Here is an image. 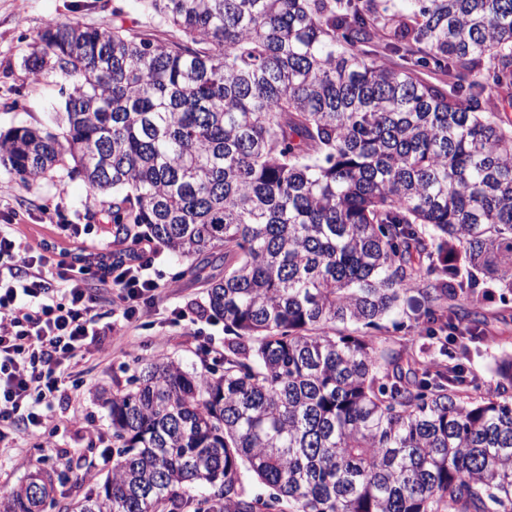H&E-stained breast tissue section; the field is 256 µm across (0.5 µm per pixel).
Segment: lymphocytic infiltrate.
Masks as SVG:
<instances>
[{"mask_svg":"<svg viewBox=\"0 0 512 512\" xmlns=\"http://www.w3.org/2000/svg\"><path fill=\"white\" fill-rule=\"evenodd\" d=\"M116 289L117 323L137 321L141 304L159 294L148 264L135 259L100 273L75 270L55 256L34 254L25 237L0 233V439L18 418L43 420L36 404L70 382L64 365L99 334L92 283Z\"/></svg>","mask_w":512,"mask_h":512,"instance_id":"obj_1","label":"lymphocytic infiltrate"}]
</instances>
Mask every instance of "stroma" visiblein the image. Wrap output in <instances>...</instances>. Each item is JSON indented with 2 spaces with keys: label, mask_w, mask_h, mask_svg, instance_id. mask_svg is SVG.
<instances>
[{
  "label": "stroma",
  "mask_w": 512,
  "mask_h": 512,
  "mask_svg": "<svg viewBox=\"0 0 512 512\" xmlns=\"http://www.w3.org/2000/svg\"><path fill=\"white\" fill-rule=\"evenodd\" d=\"M116 7L122 8L126 26L145 27L138 0H0V133L18 126H43L48 113L64 104L67 82L47 72L34 75L25 64L45 23L76 17L88 25L108 26ZM107 205V197L90 198L85 183L67 177L65 170L24 181L0 167V225H13L32 247L56 248L66 256L79 249L109 252L98 229ZM67 224L80 225V235L65 233ZM150 266L162 286L150 316L123 335L102 337L99 348L70 365L73 384L52 398L41 428L22 421L7 428L0 442V494L17 487L39 462L51 474L63 475L57 486L61 504L82 498L92 487L87 473L99 478L106 474L108 466L100 452L112 445L108 411L97 391L125 384L153 361L171 358L197 369L202 361L221 359L224 323L202 315L207 292L184 275L185 261L163 252L152 257ZM176 308L184 312V321L173 322L171 312ZM480 311L502 337L499 344H481L472 356L471 369L489 391L496 385L498 358L512 353V307L503 309L493 302L482 304Z\"/></svg>",
  "instance_id": "obj_1"
}]
</instances>
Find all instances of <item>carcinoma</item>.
Here are the masks:
<instances>
[{
  "instance_id": "carcinoma-1",
  "label": "carcinoma",
  "mask_w": 512,
  "mask_h": 512,
  "mask_svg": "<svg viewBox=\"0 0 512 512\" xmlns=\"http://www.w3.org/2000/svg\"><path fill=\"white\" fill-rule=\"evenodd\" d=\"M140 2L166 38L46 24L26 64L64 108L0 164L112 193L115 251L74 261L186 259L231 338L101 395L112 469L71 512H512V355L484 394L497 337L456 335L512 294V0ZM411 289L433 368L374 335ZM57 505L39 465L0 498Z\"/></svg>"
}]
</instances>
